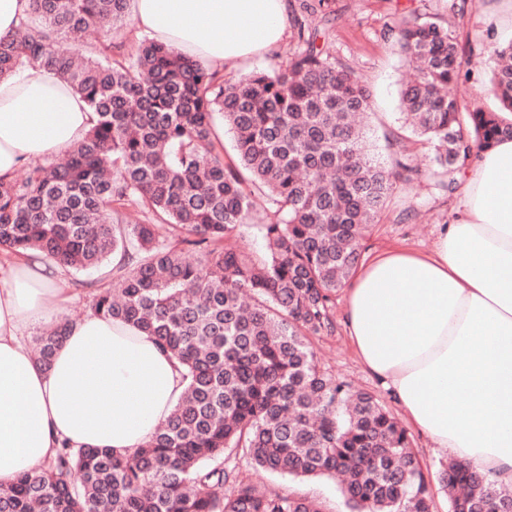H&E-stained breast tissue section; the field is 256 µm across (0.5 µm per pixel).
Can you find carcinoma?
I'll use <instances>...</instances> for the list:
<instances>
[{
    "mask_svg": "<svg viewBox=\"0 0 512 512\" xmlns=\"http://www.w3.org/2000/svg\"><path fill=\"white\" fill-rule=\"evenodd\" d=\"M30 2L0 40V75L25 63L52 70L96 119L65 161L0 180V262L36 252L69 273L104 269L68 287L91 312L153 337L185 388L136 453L65 444L0 489V512H324L240 478L227 467L238 457L293 479L337 475L350 512H433L407 429L324 371L309 337L334 330L333 297L397 184L424 178L449 197L474 149L512 138V43L488 46L498 108L464 112L448 85L469 77L477 53L463 55L448 22L428 13L388 29L420 63L399 108L414 142L433 146L421 170L401 139L389 164L371 155L355 121L370 89L324 43L330 0H299L288 62L235 82L152 39L114 51L129 0ZM95 26L102 39L85 52L64 46ZM217 115L235 138L228 162ZM242 224L259 226L262 255L229 243ZM69 326L38 338L43 368ZM437 481L448 512H512L503 485L468 465L442 466Z\"/></svg>",
    "mask_w": 512,
    "mask_h": 512,
    "instance_id": "carcinoma-1",
    "label": "carcinoma"
}]
</instances>
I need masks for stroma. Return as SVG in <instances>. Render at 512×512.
Masks as SVG:
<instances>
[{"mask_svg": "<svg viewBox=\"0 0 512 512\" xmlns=\"http://www.w3.org/2000/svg\"><path fill=\"white\" fill-rule=\"evenodd\" d=\"M450 5L451 0H335L336 21L329 31V41L337 57L351 64L372 92L370 144L384 147L386 137L398 131V94L410 73L385 31L415 10L435 13L448 20L464 50H481L482 55L469 78L449 85L448 91L460 99L463 108H472L476 103L487 109L494 108L495 101L485 94L484 88L496 66V58L486 52L485 47L496 41L512 42V35L498 36L488 32L487 10L460 17L451 11ZM458 200L455 194L445 197L432 193L422 181L409 186L397 185L389 209L380 216L364 242V257H371L393 245L428 247L439 226L451 223ZM411 208L419 209V217L402 220L403 211ZM311 345L321 365L333 376L353 389L374 394L394 417H401L402 411L394 399L360 365L344 329L312 337ZM236 465L243 478L265 483L281 492L298 491L315 497L327 512H347L335 482L330 479L323 477L296 483L277 475L256 472L244 459L237 460Z\"/></svg>", "mask_w": 512, "mask_h": 512, "instance_id": "obj_1", "label": "stroma"}]
</instances>
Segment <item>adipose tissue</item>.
I'll use <instances>...</instances> for the list:
<instances>
[{
  "instance_id": "adipose-tissue-1",
  "label": "adipose tissue",
  "mask_w": 512,
  "mask_h": 512,
  "mask_svg": "<svg viewBox=\"0 0 512 512\" xmlns=\"http://www.w3.org/2000/svg\"><path fill=\"white\" fill-rule=\"evenodd\" d=\"M136 28L213 70L283 42L290 0H131ZM53 71L0 75V179L71 152L91 127ZM65 275L34 253L0 270V488L63 442L130 454L181 397L177 363L130 324H72L50 368L24 336L57 318ZM344 324L359 361L407 423L479 473L512 484V140L478 152L456 217L427 251L390 247L362 262Z\"/></svg>"
}]
</instances>
